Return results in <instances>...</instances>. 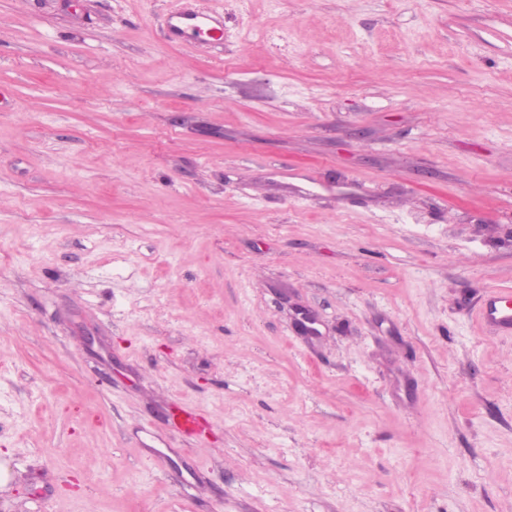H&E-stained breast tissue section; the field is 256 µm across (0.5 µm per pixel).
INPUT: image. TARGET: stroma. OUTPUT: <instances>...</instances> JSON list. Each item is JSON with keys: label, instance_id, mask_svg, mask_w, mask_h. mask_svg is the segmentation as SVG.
Segmentation results:
<instances>
[{"label": "stroma", "instance_id": "stroma-1", "mask_svg": "<svg viewBox=\"0 0 512 512\" xmlns=\"http://www.w3.org/2000/svg\"><path fill=\"white\" fill-rule=\"evenodd\" d=\"M174 2L0 0V512H512V0ZM206 35L211 40L224 36V12L220 9L192 10L181 6L172 8L166 17V40L171 45H190L191 36ZM482 317L500 333L512 335V291L494 289L486 298Z\"/></svg>", "mask_w": 512, "mask_h": 512}]
</instances>
